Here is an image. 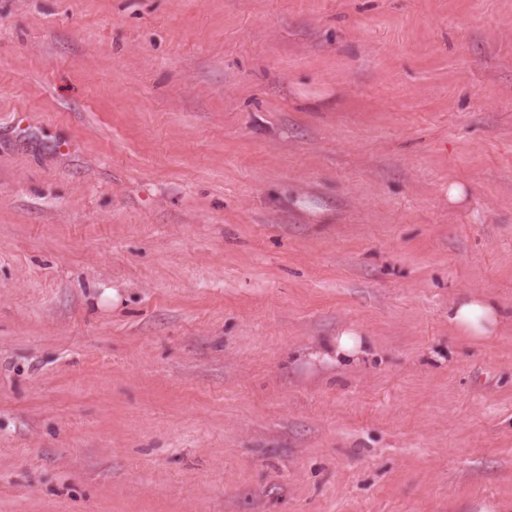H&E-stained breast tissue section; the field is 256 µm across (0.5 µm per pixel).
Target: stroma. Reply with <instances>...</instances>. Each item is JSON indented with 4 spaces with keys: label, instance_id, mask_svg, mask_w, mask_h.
<instances>
[{
    "label": "stroma",
    "instance_id": "stroma-1",
    "mask_svg": "<svg viewBox=\"0 0 512 512\" xmlns=\"http://www.w3.org/2000/svg\"><path fill=\"white\" fill-rule=\"evenodd\" d=\"M475 499L512 505V0H0V512ZM502 318L498 304L485 294H467L448 309V323L475 341H485L493 336Z\"/></svg>",
    "mask_w": 512,
    "mask_h": 512
}]
</instances>
